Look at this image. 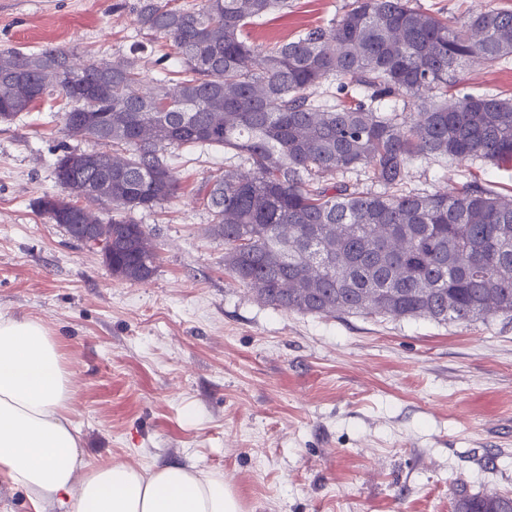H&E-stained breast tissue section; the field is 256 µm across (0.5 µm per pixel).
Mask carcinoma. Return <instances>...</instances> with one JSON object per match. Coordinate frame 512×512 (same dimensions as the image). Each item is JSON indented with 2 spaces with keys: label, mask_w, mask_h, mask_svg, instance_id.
<instances>
[{
  "label": "carcinoma",
  "mask_w": 512,
  "mask_h": 512,
  "mask_svg": "<svg viewBox=\"0 0 512 512\" xmlns=\"http://www.w3.org/2000/svg\"><path fill=\"white\" fill-rule=\"evenodd\" d=\"M288 0H201L192 9L138 0L139 29L166 39L175 69L145 87L135 60L90 58L49 44L0 50V122L58 93L66 131L112 145L99 166L62 150L65 196L35 207L78 224L82 187L112 181V276L144 282L158 253L132 214L172 198L169 148L223 149L249 169L216 176L203 197L224 238V267L268 305L314 316L429 318L468 325L512 319V198L475 181L454 192L407 188L416 160L512 162V98L454 96L471 63L512 57V11L465 20L412 0H352L294 41L261 47L246 29ZM336 82V102L313 98ZM368 172L381 191L346 182ZM375 295L373 308L359 297ZM454 512H512L511 493L458 495Z\"/></svg>",
  "instance_id": "carcinoma-1"
}]
</instances>
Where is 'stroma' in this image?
Returning <instances> with one entry per match:
<instances>
[{
    "label": "stroma",
    "instance_id": "stroma-1",
    "mask_svg": "<svg viewBox=\"0 0 512 512\" xmlns=\"http://www.w3.org/2000/svg\"><path fill=\"white\" fill-rule=\"evenodd\" d=\"M137 0H0V48L135 58L159 78L165 40ZM349 0H288L249 29L267 46L339 16ZM452 93L512 97V61L465 67ZM62 97L0 123V314L43 320L74 372L71 418L91 463L221 470L245 512H453L456 492H512V319L320 317L263 303L224 269L198 192L243 166L174 150L177 195L134 213L153 238L145 282L112 276L33 207L56 193ZM474 179L512 195V164L418 160L408 186Z\"/></svg>",
    "mask_w": 512,
    "mask_h": 512
}]
</instances>
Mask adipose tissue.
I'll return each instance as SVG.
<instances>
[{"label": "adipose tissue", "instance_id": "ef3b65f1", "mask_svg": "<svg viewBox=\"0 0 512 512\" xmlns=\"http://www.w3.org/2000/svg\"><path fill=\"white\" fill-rule=\"evenodd\" d=\"M73 395L46 324L0 314V481L25 489L37 512H244L220 471L86 462Z\"/></svg>", "mask_w": 512, "mask_h": 512}]
</instances>
